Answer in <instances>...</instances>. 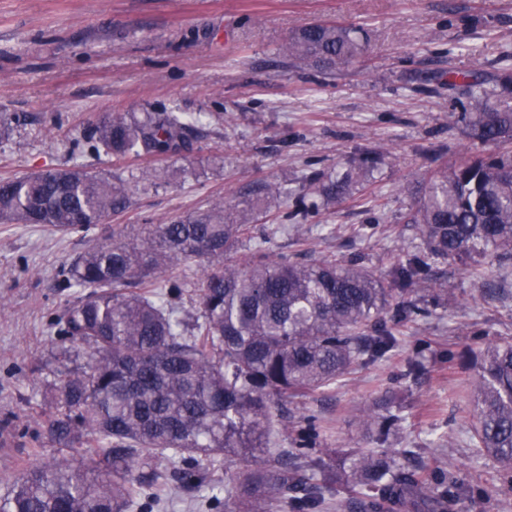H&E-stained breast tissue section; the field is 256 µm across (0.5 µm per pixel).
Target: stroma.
I'll return each mask as SVG.
<instances>
[{
  "label": "stroma",
  "instance_id": "1",
  "mask_svg": "<svg viewBox=\"0 0 512 512\" xmlns=\"http://www.w3.org/2000/svg\"><path fill=\"white\" fill-rule=\"evenodd\" d=\"M362 29L364 58L327 77L280 52L300 25ZM512 72V0H0V180L71 166L136 184L130 207L112 216L126 234L234 205L252 186L308 190V176L367 152L377 164L353 198L322 207L297 235L279 234L275 254L362 258L376 275L405 261L416 238L408 214L428 174L481 151L452 113L470 105L450 76L488 88ZM177 106L203 124L190 149L157 159L98 160L73 151L71 129L113 112ZM88 245L38 224H0V497L26 467L50 462L38 436L43 392L54 367L50 321L74 300L61 270ZM448 297L433 316L407 325L386 365L358 369L306 400L311 445L372 447L356 418L385 391L404 407L399 447L425 474L453 473L467 488L445 512H512V481L468 445L472 419L462 382L487 343L512 339V267L434 265L427 285ZM505 291L482 298V283ZM423 372L404 377L408 359ZM224 473L179 492L165 512H224Z\"/></svg>",
  "mask_w": 512,
  "mask_h": 512
}]
</instances>
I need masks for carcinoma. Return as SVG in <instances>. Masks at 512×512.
I'll use <instances>...</instances> for the list:
<instances>
[{
  "label": "carcinoma",
  "mask_w": 512,
  "mask_h": 512,
  "mask_svg": "<svg viewBox=\"0 0 512 512\" xmlns=\"http://www.w3.org/2000/svg\"><path fill=\"white\" fill-rule=\"evenodd\" d=\"M367 52L355 28L339 22L298 27L282 47L289 61L332 75ZM467 136L495 144L432 172L415 199L409 223L420 246L391 271L390 288L358 258L273 257L263 243L250 246L254 224L277 208L275 231L307 220L316 208L306 195L290 197L279 183H264L260 197L224 221L226 203L163 224H144L135 242L123 238L112 214L126 210L135 187L80 168L0 181L1 224H43L63 233L97 231L62 271L76 299L56 316L47 383L48 442L61 457L22 470L0 499V512H127L152 491L160 508L172 490L200 488L209 467L244 459L224 471L227 512H319L329 506L390 512L400 502L431 508L463 493L451 479L432 485L410 450L367 448L336 470L319 449L302 451L312 418L292 448L274 456L270 446L278 406H296L333 389L356 368L380 366L401 346L403 328L429 317L448 289L439 283L415 302L431 265L468 268L478 280L483 264L512 261V103L482 90L458 114ZM205 114L175 106L159 112H113L95 126L70 132L72 147L87 143L98 159L128 155L167 158L186 148L188 132ZM372 159L343 171L310 177L323 204L351 196ZM197 284L199 315L181 318L184 289ZM467 399L474 424L470 443L512 478V342L483 348ZM399 407L360 410L361 427L380 443L397 431ZM80 445L87 466L72 467L66 453ZM192 466L167 472L162 458Z\"/></svg>",
  "instance_id": "carcinoma-1"
}]
</instances>
